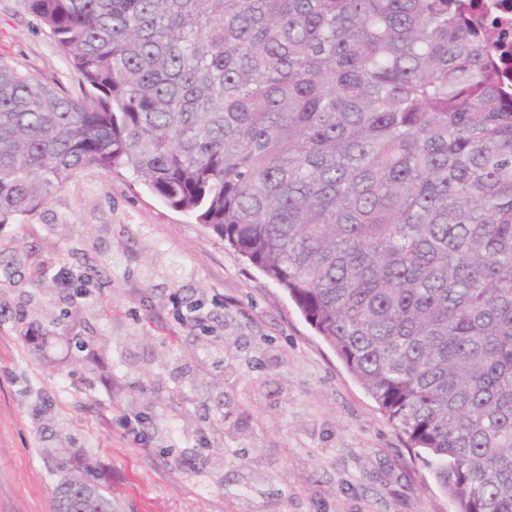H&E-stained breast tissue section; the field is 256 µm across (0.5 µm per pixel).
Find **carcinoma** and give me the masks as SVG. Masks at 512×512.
Here are the masks:
<instances>
[{"label":"carcinoma","mask_w":512,"mask_h":512,"mask_svg":"<svg viewBox=\"0 0 512 512\" xmlns=\"http://www.w3.org/2000/svg\"><path fill=\"white\" fill-rule=\"evenodd\" d=\"M20 2L78 87L0 60V224L132 173L288 292L457 512H512V85L463 0Z\"/></svg>","instance_id":"obj_1"}]
</instances>
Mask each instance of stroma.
<instances>
[{
	"label": "stroma",
	"mask_w": 512,
	"mask_h": 512,
	"mask_svg": "<svg viewBox=\"0 0 512 512\" xmlns=\"http://www.w3.org/2000/svg\"><path fill=\"white\" fill-rule=\"evenodd\" d=\"M0 59L77 87L18 0H0ZM63 466L92 470L113 512H455L283 288L94 168L0 226V512H50Z\"/></svg>",
	"instance_id": "obj_1"
}]
</instances>
